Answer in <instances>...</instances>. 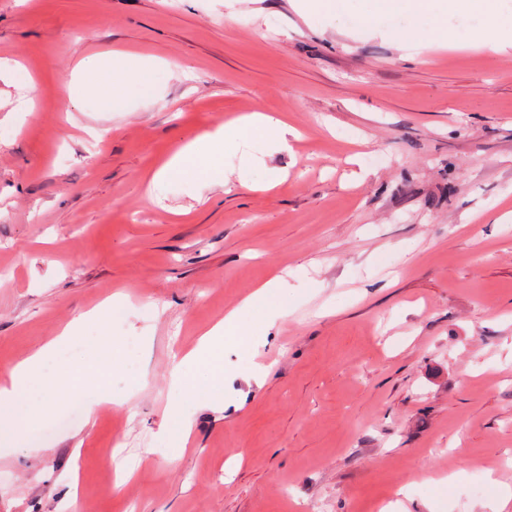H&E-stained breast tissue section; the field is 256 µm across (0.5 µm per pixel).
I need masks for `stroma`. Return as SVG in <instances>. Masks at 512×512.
Wrapping results in <instances>:
<instances>
[{
	"label": "stroma",
	"instance_id": "stroma-1",
	"mask_svg": "<svg viewBox=\"0 0 512 512\" xmlns=\"http://www.w3.org/2000/svg\"><path fill=\"white\" fill-rule=\"evenodd\" d=\"M412 59L298 0H0V376L121 291L103 387L60 398L68 426L0 456V512H495L512 488V48ZM173 62L155 95L73 101L83 58ZM262 109L292 150L149 187L188 139ZM278 186L257 190L271 170ZM282 275L289 313L225 342L219 409L170 371L246 292Z\"/></svg>",
	"mask_w": 512,
	"mask_h": 512
}]
</instances>
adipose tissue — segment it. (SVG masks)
<instances>
[{
    "instance_id": "1",
    "label": "adipose tissue",
    "mask_w": 512,
    "mask_h": 512,
    "mask_svg": "<svg viewBox=\"0 0 512 512\" xmlns=\"http://www.w3.org/2000/svg\"><path fill=\"white\" fill-rule=\"evenodd\" d=\"M306 18L321 14L350 17L360 24L383 30L395 44L439 45L451 43L453 36L448 20L457 14L481 16L483 24L474 31L470 42L503 50L512 46V15H501L497 0H298ZM410 18L407 26H398L397 18ZM165 61L125 52L97 53L82 59L72 76L85 95L99 100L104 110L123 111L135 97H145L157 89L158 74ZM294 129L278 114L256 111L217 126L211 132L189 141L153 174V184L194 174L198 160L209 159L220 166L225 154L237 152L252 138H260L267 153L289 150ZM281 277L253 288L234 308L227 311L200 339L197 350L188 353L170 373L175 388L185 390L197 403L206 405L214 399V383L199 384L188 378L189 369L201 354L215 350L225 337L240 331L243 313L251 312L267 320L288 314V294ZM125 300L115 295L90 310L86 317L70 322L62 334L45 344L25 361L7 370L0 383V447L16 448L23 442L24 428L43 422L53 413L56 399L64 393H75L80 383L98 378L101 369L116 367V343L106 330L108 322ZM97 321L101 330L90 344V360L57 378L46 366L59 349L81 339L86 320Z\"/></svg>"
}]
</instances>
